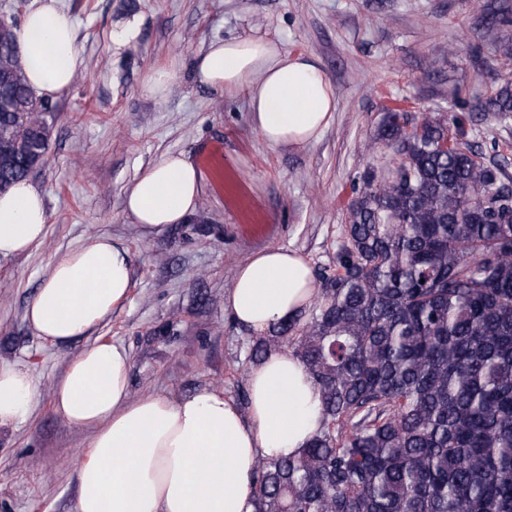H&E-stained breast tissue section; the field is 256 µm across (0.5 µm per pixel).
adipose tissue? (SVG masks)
<instances>
[{
	"label": "adipose tissue",
	"instance_id": "ef3b65f1",
	"mask_svg": "<svg viewBox=\"0 0 512 512\" xmlns=\"http://www.w3.org/2000/svg\"><path fill=\"white\" fill-rule=\"evenodd\" d=\"M18 39L38 95L70 85L80 58L68 14L45 2L27 13ZM196 74L205 86L246 93L253 125L275 147L318 141L333 118L336 96L316 60L269 40L212 41ZM201 180L184 154H165L126 191L125 210L151 230L184 223L198 207ZM46 229L44 197L34 184L23 180L0 194V257L30 251ZM130 288L128 250L97 235L53 262L25 318L40 338L65 346L109 318ZM316 292L301 254L267 246L237 266L224 309L262 336L302 315ZM130 370L123 346L94 344L52 384L55 413L88 434L74 463L77 512H255L256 459L295 454L322 427L318 385L298 358L278 349L252 365L244 407L212 387L179 398L135 397ZM36 392L27 368L0 364V429L27 418Z\"/></svg>",
	"mask_w": 512,
	"mask_h": 512
}]
</instances>
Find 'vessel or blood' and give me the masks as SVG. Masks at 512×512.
I'll list each match as a JSON object with an SVG mask.
<instances>
[{
  "label": "vessel or blood",
  "instance_id": "b4317fda",
  "mask_svg": "<svg viewBox=\"0 0 512 512\" xmlns=\"http://www.w3.org/2000/svg\"><path fill=\"white\" fill-rule=\"evenodd\" d=\"M199 164L214 190L224 194L227 201L241 212L243 216L242 232L252 237L264 236L268 227L263 222V216L250 203L244 188L235 180L225 163L222 146L213 145L202 151L199 156Z\"/></svg>",
  "mask_w": 512,
  "mask_h": 512
}]
</instances>
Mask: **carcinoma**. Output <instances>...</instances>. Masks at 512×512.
Segmentation results:
<instances>
[{
    "mask_svg": "<svg viewBox=\"0 0 512 512\" xmlns=\"http://www.w3.org/2000/svg\"><path fill=\"white\" fill-rule=\"evenodd\" d=\"M17 31L0 22V191L47 162L55 112ZM455 107L388 112L369 148L391 156L361 176L310 318L252 341V363L301 360L323 415L299 454L256 460L255 512H512V172L466 140L476 113L512 115V74Z\"/></svg>",
    "mask_w": 512,
    "mask_h": 512,
    "instance_id": "cac0c4a2",
    "label": "carcinoma"
}]
</instances>
